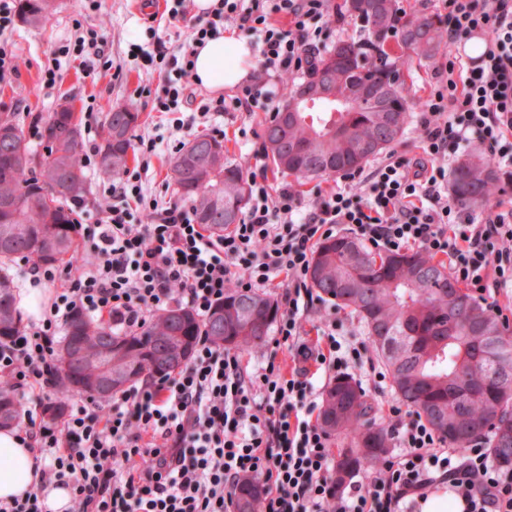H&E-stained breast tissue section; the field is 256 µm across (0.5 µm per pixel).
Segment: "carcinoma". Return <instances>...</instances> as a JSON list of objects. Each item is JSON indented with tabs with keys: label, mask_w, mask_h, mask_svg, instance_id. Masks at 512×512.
I'll return each mask as SVG.
<instances>
[{
	"label": "carcinoma",
	"mask_w": 512,
	"mask_h": 512,
	"mask_svg": "<svg viewBox=\"0 0 512 512\" xmlns=\"http://www.w3.org/2000/svg\"><path fill=\"white\" fill-rule=\"evenodd\" d=\"M349 15L372 21L363 35L340 38L314 56L301 81L284 80L285 93L275 116L266 121L261 139L265 156L284 174L312 180L362 167L404 134L411 105L405 83L396 85L391 118L367 99L352 94L362 70L375 59L398 66L404 55L430 61L446 43V33L431 14L407 13L400 0H343ZM55 10V0H17L22 23L38 27ZM309 84L312 95L300 98ZM292 120L282 132L279 119ZM140 113L132 105L108 111L101 122L98 165L101 173L120 175L128 166L132 131ZM14 131L0 139V342L23 330L15 306L12 263L30 259L43 265L72 264L76 257V224L70 204L90 192L83 163L82 119L73 112H51L41 137L46 153L27 141L22 127L0 117ZM203 151L186 146L175 179L190 202L196 222L220 234L239 223L241 200L250 191L243 171L230 163L224 141L204 134ZM497 172L483 152L463 156L453 171L452 190L466 207L487 203L496 191ZM310 286L338 308L356 313L367 326L370 346L391 376L401 400L426 419L452 448H464L475 437L489 436V454L501 466L512 465V335L499 318L467 289L448 299L454 278L445 264L422 250L387 253L375 264L373 254L347 235L318 244L312 259ZM279 315L267 295L229 288L224 303L206 321L184 308L153 316L137 332L120 334L102 320L83 313L65 323L63 341L94 354L112 347V374L130 385L145 376L163 377L186 364L202 335L226 349L248 350L265 344ZM91 367L77 378L58 359L60 392L48 407L53 419L65 414L74 394L96 398ZM23 406L13 388L0 383V429L21 421ZM378 408L349 376L325 393L322 427L340 439L335 482L346 484L363 466L377 464L391 448V438L376 423ZM262 488L255 480L235 487V512H259Z\"/></svg>",
	"instance_id": "carcinoma-1"
}]
</instances>
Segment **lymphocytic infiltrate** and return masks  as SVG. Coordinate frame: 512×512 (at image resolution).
I'll list each match as a JSON object with an SVG mask.
<instances>
[{"mask_svg":"<svg viewBox=\"0 0 512 512\" xmlns=\"http://www.w3.org/2000/svg\"><path fill=\"white\" fill-rule=\"evenodd\" d=\"M171 18L187 22L178 52L157 43L149 58L166 79L153 98L176 114L193 102L203 118L251 111L273 102L284 74L306 70L331 35V0H218L207 15L193 0H172ZM450 43L484 32L483 54L466 63L444 56L425 102L419 149L426 165L389 156L374 171L342 174L334 188L305 204L265 173L250 175L251 204L224 235L197 224L190 207L159 204L142 174L156 150L135 137L140 162L113 182L97 223L78 225L86 262L78 271L31 263L33 284L60 282L50 307L0 345V381L24 394L20 431L36 452V492L0 502V512H46L40 491L70 488L68 512H229L233 489L259 477L260 512H417L439 488L464 501L462 512H512V470L495 465L485 438L449 447L417 415L389 408L397 450L370 478L335 488L329 438L316 416L314 375L359 363L364 341L345 337L335 319L304 339V321L321 300L307 282L314 245L345 228L372 249L410 247L448 258L452 275L478 295L512 288V209L463 222L445 192L440 166L449 148L477 136L496 163L512 164V0H442ZM258 35L257 75L234 96L197 97L190 80L195 51L222 29ZM183 126V119L175 121ZM281 284L275 345L301 356L285 369L276 356L250 366L200 338L176 375L147 377L114 397L108 408L71 403L62 422L45 416L57 395L59 330L81 311L124 330L185 306L206 317L226 288L259 291Z\"/></svg>","mask_w":512,"mask_h":512,"instance_id":"lymphocytic-infiltrate-1","label":"lymphocytic infiltrate"}]
</instances>
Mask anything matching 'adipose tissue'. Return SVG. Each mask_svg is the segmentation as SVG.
<instances>
[{"mask_svg":"<svg viewBox=\"0 0 512 512\" xmlns=\"http://www.w3.org/2000/svg\"><path fill=\"white\" fill-rule=\"evenodd\" d=\"M253 65L249 44L235 34L225 33L199 48L193 79L207 89L220 91L241 83ZM35 470L34 454L22 445L17 430L1 429L0 501L33 491L37 482Z\"/></svg>","mask_w":512,"mask_h":512,"instance_id":"1","label":"adipose tissue"}]
</instances>
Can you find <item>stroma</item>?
Returning a JSON list of instances; mask_svg holds the SVG:
<instances>
[{
    "instance_id": "stroma-1",
    "label": "stroma",
    "mask_w": 512,
    "mask_h": 512,
    "mask_svg": "<svg viewBox=\"0 0 512 512\" xmlns=\"http://www.w3.org/2000/svg\"><path fill=\"white\" fill-rule=\"evenodd\" d=\"M100 10L89 7V0H57L50 19L38 27L15 24L6 38L17 58L18 70L10 80L0 83V116L15 120L36 150L44 144L32 127L37 116H47L63 100H71L85 125V144L98 143L100 120L112 105L134 103L139 114L136 134L157 141V154L143 177L149 194L162 202L180 201L178 188L170 177L174 157V139L191 141L204 134L202 124L176 130L171 115L152 109L150 94L159 90L161 82L143 53L151 49L154 38H161L168 48L178 49L188 35L184 23L170 19L166 10H154L152 0H100ZM97 30L105 50L104 57L87 56L85 63L73 62L58 55L63 46H74L87 30ZM60 62L62 80L44 84L42 73L52 62ZM94 67L93 76H86L85 67ZM435 63L409 62L402 68L405 84L413 104L410 123L392 150L409 159L419 157L420 122L424 103L434 82ZM267 117L265 104L254 111H229L216 120L224 130L228 156L244 172L262 165L269 183L276 188L287 185L272 162L262 154L261 126Z\"/></svg>"
}]
</instances>
